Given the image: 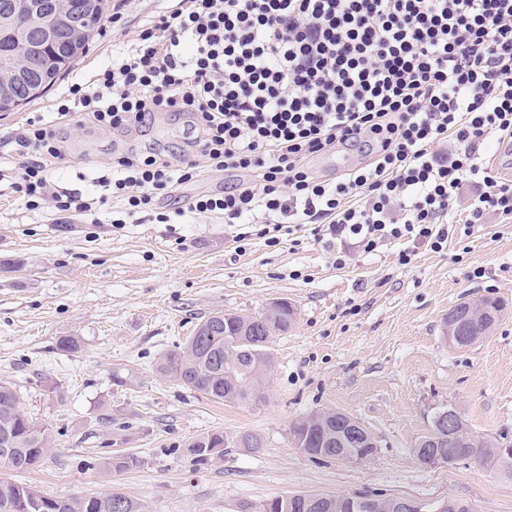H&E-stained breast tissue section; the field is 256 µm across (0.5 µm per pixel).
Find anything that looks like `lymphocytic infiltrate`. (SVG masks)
Wrapping results in <instances>:
<instances>
[{
	"label": "lymphocytic infiltrate",
	"mask_w": 512,
	"mask_h": 512,
	"mask_svg": "<svg viewBox=\"0 0 512 512\" xmlns=\"http://www.w3.org/2000/svg\"><path fill=\"white\" fill-rule=\"evenodd\" d=\"M70 94L61 116L103 129L157 112L191 117L178 162L162 152L114 161L118 227L195 178L201 157L240 178L189 210L223 214L241 247L256 236L278 245L308 224L315 239L366 253L406 242V265L411 245L446 247L466 183L481 189L468 227L490 211L512 219V181L483 161L488 140L512 141V0H181ZM16 144L26 161L14 188L27 209L48 200L60 215L91 211L82 193L49 191L62 156L53 126L30 120ZM356 144L368 161L337 179L306 166Z\"/></svg>",
	"instance_id": "lymphocytic-infiltrate-1"
}]
</instances>
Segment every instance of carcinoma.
I'll use <instances>...</instances> for the list:
<instances>
[{
  "label": "carcinoma",
  "mask_w": 512,
  "mask_h": 512,
  "mask_svg": "<svg viewBox=\"0 0 512 512\" xmlns=\"http://www.w3.org/2000/svg\"><path fill=\"white\" fill-rule=\"evenodd\" d=\"M107 5L108 0H74L55 11L53 25L57 38L45 55L61 58L63 62L47 77L37 63L18 56L7 42L14 27L24 24L26 18L16 14L14 0H0V39H5L0 42V72L7 75L5 86L0 90V112H12L16 108L15 102L25 105L51 88L70 69L71 63L86 51ZM252 320L255 321V334L242 337L237 335V330L224 327L223 314L208 317L179 351L161 359L158 371L218 402L255 403L261 382L271 368L267 343L276 332L288 333L294 324L295 312L285 302L274 321H267L264 312ZM498 444L497 439L475 436L461 452L476 458L494 459ZM0 448L10 449L9 456H0V464L17 472L36 467L49 448L46 429L25 415L20 409L16 390L7 383H0ZM190 448L201 459L219 456L224 451V433L201 435ZM5 491L16 505L31 497L39 498L44 504L43 512H113L114 498L123 502V512H142L143 509L139 502L121 493L105 497L52 498L29 486L1 478L0 512H6Z\"/></svg>",
  "instance_id": "1"
}]
</instances>
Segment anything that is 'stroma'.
Returning <instances> with one entry per match:
<instances>
[{"label":"stroma","instance_id":"obj_1","mask_svg":"<svg viewBox=\"0 0 512 512\" xmlns=\"http://www.w3.org/2000/svg\"><path fill=\"white\" fill-rule=\"evenodd\" d=\"M177 3L108 0L69 71L41 98L0 112V167L18 173L15 138L37 116L60 125L64 140L54 192L104 194L119 155L185 146L184 114L160 112L129 131L62 124L57 114L71 85L89 82ZM199 167V177L157 195L120 229L111 206L61 220L47 203L25 209L0 184V382L15 388L50 443L35 468L0 476L47 497L120 493L145 512H260L292 493L451 498L473 512H512V476L498 464L429 466L414 452L446 407L475 435L512 442V222L488 214L479 232L456 229L441 252L419 247L405 266L392 242L370 254L351 248L337 267L335 247L306 227L275 247L253 240L239 255L223 216L186 211L190 198L233 179L207 160ZM157 212L174 222H155ZM481 295L506 304L495 330L468 347L449 345L441 333L449 310ZM276 301L294 307L296 322L268 342L273 365L256 403L217 402L159 373V361L208 316H255ZM65 338L77 351L63 349ZM318 410L357 420L374 455L348 462L302 453L291 425ZM211 431L227 435L223 455L197 458L191 442ZM247 433L260 448L238 443ZM128 456L138 466L120 467Z\"/></svg>","mask_w":512,"mask_h":512}]
</instances>
